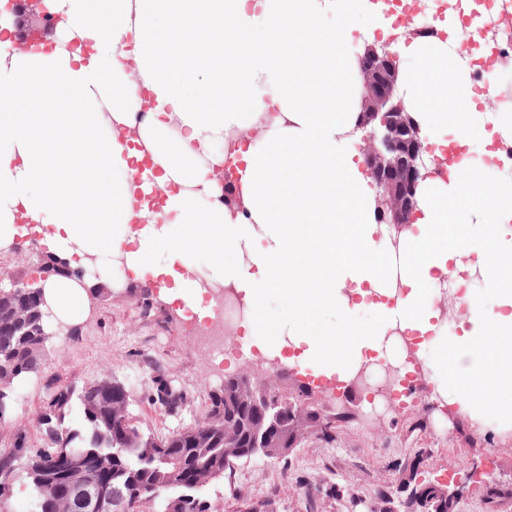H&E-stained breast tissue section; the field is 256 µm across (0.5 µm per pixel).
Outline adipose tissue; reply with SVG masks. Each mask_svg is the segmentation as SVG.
<instances>
[{"instance_id":"ef3b65f1","label":"adipose tissue","mask_w":512,"mask_h":512,"mask_svg":"<svg viewBox=\"0 0 512 512\" xmlns=\"http://www.w3.org/2000/svg\"><path fill=\"white\" fill-rule=\"evenodd\" d=\"M61 20L50 50H13V17L0 15V249L28 218L49 259L38 282L56 319L82 320L94 277L124 257L135 279L170 280L179 315L213 307L185 276L198 254L248 310L245 335L298 365L352 378L394 327L441 346L433 368L437 413L474 427L512 420V182L485 188L495 135L467 60L445 40L398 39V94L429 145L455 141L469 165L423 182L414 228L403 236L404 293L372 302L384 279L376 191L355 148L364 40L390 36L368 0H53ZM155 101L143 122L139 90ZM244 133L236 180L212 178L213 144ZM164 193L150 213L154 188ZM148 224H141V217ZM486 283L458 331L446 336L433 295L458 254ZM283 313L268 315L271 303ZM330 324L308 326L313 310Z\"/></svg>"}]
</instances>
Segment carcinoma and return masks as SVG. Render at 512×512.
Returning <instances> with one entry per match:
<instances>
[{
  "label": "carcinoma",
  "mask_w": 512,
  "mask_h": 512,
  "mask_svg": "<svg viewBox=\"0 0 512 512\" xmlns=\"http://www.w3.org/2000/svg\"><path fill=\"white\" fill-rule=\"evenodd\" d=\"M34 321L32 336L0 330V422L8 419L14 409L11 386L35 373L49 340L45 313L35 314ZM242 383V376L230 375L224 378V387L210 395L206 421L201 423L197 442L178 438L174 433L157 437L134 421L125 407L130 392L123 383L114 381L108 388L80 393L54 387L40 413L39 427L45 444L32 448L26 436L17 433L11 447L0 449V507L11 500L15 486L22 480L31 489L28 512H85L81 503L68 498L64 477L49 472L53 457L67 451L87 459H110L112 490L120 499L122 512H141V506L156 502L161 504V512H168L171 500L183 493L193 495L187 502V512H214L200 491L176 485L175 465L164 460L162 454L171 449L186 464L212 470L216 478L230 469L228 461L237 453L269 456L268 449L252 446L251 426L259 411L236 399ZM150 396L153 403L169 411L188 404L187 395L175 387L169 388L168 380L161 375L152 380ZM75 405L83 414V424L78 428L69 421ZM110 405L125 421L126 433L122 436L115 433L113 421L106 413ZM310 421L308 411L293 401L271 427L290 436L308 427ZM420 465L418 458L400 464V471L405 473L401 489L409 492V503L421 512H451L454 501L450 491L437 484L417 482Z\"/></svg>",
  "instance_id": "obj_1"
}]
</instances>
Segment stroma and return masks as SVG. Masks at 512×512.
<instances>
[{
  "label": "stroma",
  "mask_w": 512,
  "mask_h": 512,
  "mask_svg": "<svg viewBox=\"0 0 512 512\" xmlns=\"http://www.w3.org/2000/svg\"><path fill=\"white\" fill-rule=\"evenodd\" d=\"M44 262L40 237L33 234L0 251V274L31 281ZM214 326L211 319L202 327L183 320L161 299L157 282H98L89 314L49 340L44 372L15 383L21 400L12 423L0 425V448L10 447L20 429L30 446L42 445L38 416L55 386L102 377L123 382L132 391L130 417L162 437L201 423L225 376L248 374L293 397L308 387L336 417L337 428L332 438L301 440L286 458L256 455L236 462L204 489L219 512H244L249 501L265 503L268 512H370L383 496L392 498L394 512H407L399 465L418 454L424 470L443 482L462 461L487 459L491 483L506 489V497L489 502L488 485L480 484L457 500L453 512H512V437L476 432L462 418L441 420L431 389L422 387L395 388V410L368 414L361 387L340 386L267 357L258 345H246L242 334L225 332L223 355L213 354L204 331ZM159 374L187 393L189 406L168 414L148 400L147 388Z\"/></svg>",
  "instance_id": "obj_1"
}]
</instances>
